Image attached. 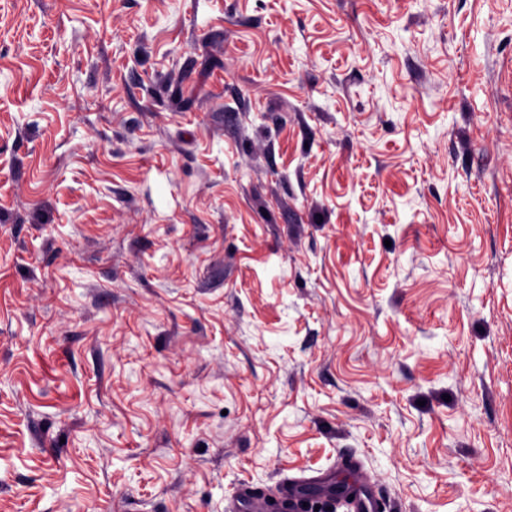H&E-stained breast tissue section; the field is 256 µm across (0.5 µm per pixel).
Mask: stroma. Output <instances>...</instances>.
I'll use <instances>...</instances> for the list:
<instances>
[{"label":"stroma","mask_w":512,"mask_h":512,"mask_svg":"<svg viewBox=\"0 0 512 512\" xmlns=\"http://www.w3.org/2000/svg\"><path fill=\"white\" fill-rule=\"evenodd\" d=\"M510 66L512 0H0V512H512ZM301 486L293 484L288 487V482L282 487V492L276 502L260 501L257 508L261 512H273L276 509L298 508L301 500ZM350 506L352 512H380L382 504L376 492L364 487L353 493Z\"/></svg>","instance_id":"stroma-1"}]
</instances>
